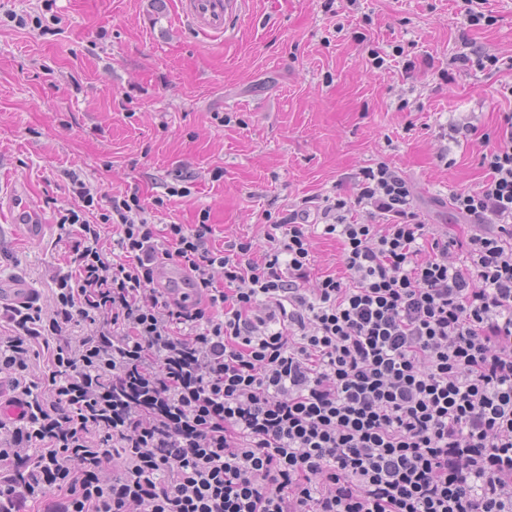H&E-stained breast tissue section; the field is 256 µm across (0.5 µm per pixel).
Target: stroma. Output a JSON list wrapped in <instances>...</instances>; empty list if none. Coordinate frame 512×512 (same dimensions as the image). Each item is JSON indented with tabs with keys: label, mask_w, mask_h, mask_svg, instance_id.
<instances>
[{
	"label": "stroma",
	"mask_w": 512,
	"mask_h": 512,
	"mask_svg": "<svg viewBox=\"0 0 512 512\" xmlns=\"http://www.w3.org/2000/svg\"><path fill=\"white\" fill-rule=\"evenodd\" d=\"M0 0V286L25 279L42 306L69 259L57 223L80 204L72 175L112 196L163 197V222L208 218L216 244L262 235L267 216L347 194L345 176L384 161L410 179L427 222H458L449 196L480 183L479 151L512 112V0L493 25L467 27L464 0H240L224 33L197 31L180 0H54L17 27ZM471 41L493 73L438 78ZM403 49L416 67L381 72L370 50ZM471 123L436 164L440 126ZM24 189L46 224L19 234L8 202Z\"/></svg>",
	"instance_id": "stroma-1"
}]
</instances>
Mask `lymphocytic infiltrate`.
<instances>
[{
  "label": "lymphocytic infiltrate",
  "instance_id": "obj_1",
  "mask_svg": "<svg viewBox=\"0 0 512 512\" xmlns=\"http://www.w3.org/2000/svg\"><path fill=\"white\" fill-rule=\"evenodd\" d=\"M480 163L458 234L384 162L220 247L135 194L101 216L112 255L60 211L52 308L0 304V512H512L511 112ZM318 229L340 274L311 276ZM158 276L162 288H176L179 297L184 291H193L192 286L187 282L188 275L184 267L175 260H164L158 270Z\"/></svg>",
  "mask_w": 512,
  "mask_h": 512
}]
</instances>
